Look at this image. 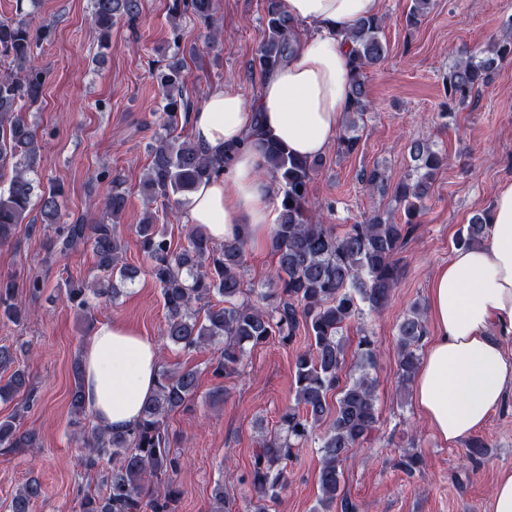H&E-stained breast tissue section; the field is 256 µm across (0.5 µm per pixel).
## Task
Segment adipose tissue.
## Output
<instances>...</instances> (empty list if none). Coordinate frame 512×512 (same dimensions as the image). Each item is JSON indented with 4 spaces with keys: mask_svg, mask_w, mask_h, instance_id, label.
Returning a JSON list of instances; mask_svg holds the SVG:
<instances>
[{
    "mask_svg": "<svg viewBox=\"0 0 512 512\" xmlns=\"http://www.w3.org/2000/svg\"><path fill=\"white\" fill-rule=\"evenodd\" d=\"M298 25L288 58L263 79L254 107L229 90L210 92L193 113L191 133L207 154H228L223 175L200 184L190 224L215 242L265 246L276 228L281 182L255 137L300 157L323 155L349 110L346 32L378 14L380 0H282ZM435 331L415 376L413 399L444 443L477 431L512 393V182L501 184L484 243L454 251L429 288ZM88 412L99 427L121 431L140 419L159 368L154 338L123 321L96 323L82 355Z\"/></svg>",
    "mask_w": 512,
    "mask_h": 512,
    "instance_id": "obj_1",
    "label": "adipose tissue"
}]
</instances>
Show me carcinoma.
Masks as SVG:
<instances>
[{
    "instance_id": "1",
    "label": "carcinoma",
    "mask_w": 512,
    "mask_h": 512,
    "mask_svg": "<svg viewBox=\"0 0 512 512\" xmlns=\"http://www.w3.org/2000/svg\"><path fill=\"white\" fill-rule=\"evenodd\" d=\"M430 0H412L405 22L420 24ZM214 0H172V18L191 14L208 29L211 44L220 40L214 26ZM140 0H93L92 23L99 32V48H112L111 31L117 21L139 18ZM266 34L258 49L257 64L267 72L280 65L288 52L295 23L281 8V0H265ZM383 21L374 16L359 22L344 35L351 43V108L337 151L357 150V119L367 109L364 71L380 64L387 48L379 38ZM47 38L43 30L32 31L22 20L0 21V61L9 64L0 73V171L11 167L13 176L7 190L0 191V245L8 243L17 226L25 223L34 205H39L43 227L52 230L49 253H67L79 247L91 249L97 268L112 273V288H70L67 300L84 319L93 318L95 299L117 298L121 287L133 282L139 271L120 263L122 243L112 224H62V188L39 189L30 174L41 164V146L35 130L27 122L25 107L36 104L45 83L34 47ZM512 60V34L494 41L487 55H465L449 68L448 99L465 103L473 90L490 79L499 64ZM164 96L163 112L156 117L162 133L151 148L145 189L151 197L180 203L181 197L197 185L224 171V157L207 155L189 138L175 134L180 121H188L195 101L185 85L184 57L174 54L165 68L154 71ZM261 148L268 166L282 183L283 198L277 228L271 238L277 265L268 276L269 288L252 300L255 289L244 287L241 271L245 245L239 240L215 243L198 227L190 229L188 245L172 248L153 219L138 225L141 247L149 259L148 273L161 290L164 302L163 335L174 346L192 351L218 343L213 375L221 378L238 372L247 354L274 339L290 344L300 331L311 338L309 347L294 362V400L280 415L277 431L261 436L252 455L244 481L254 493L252 512H268V503L278 500L287 486L285 467L294 450L319 435L321 467L318 473L319 498L315 512H357L358 506L341 494L344 464L376 427L374 380L369 370L377 363L378 352L371 336L358 337L354 363L343 378L346 349L343 331L363 307L378 312L388 303L401 277L395 259L410 235L423 200L428 196L436 172L446 157L420 140L409 146L410 170L398 183L396 201L403 205L405 221L397 224L372 214L339 234L331 224L321 223L322 215L312 209L308 188L321 159L302 158L280 143L266 141ZM126 192L119 178H112L103 197L104 208L117 219L125 209ZM488 212L472 217L467 229L458 233L456 245L481 244L487 230ZM21 307L16 300V284L0 278V319L16 323ZM426 335L424 313L412 306L397 325L398 371L401 382L411 381L420 366L418 348ZM16 356L12 348L0 345V370H12L0 385V399L23 396L22 409L34 404L35 395L25 371L12 369ZM74 387L70 407L77 417H86L83 401L82 366H72ZM199 388L194 369L159 367L153 396L146 401L140 420L127 431H106L88 424L80 432L86 448L82 459L88 471L100 477L102 491L84 493L79 512H175L180 492L173 476L179 458L171 450L166 418L189 407ZM336 393V406L328 396ZM17 417L0 421V448H30L36 435L21 430ZM417 453L405 452L397 467L409 475L421 470ZM42 492L35 478L12 497L11 512H30L31 503Z\"/></svg>"
}]
</instances>
